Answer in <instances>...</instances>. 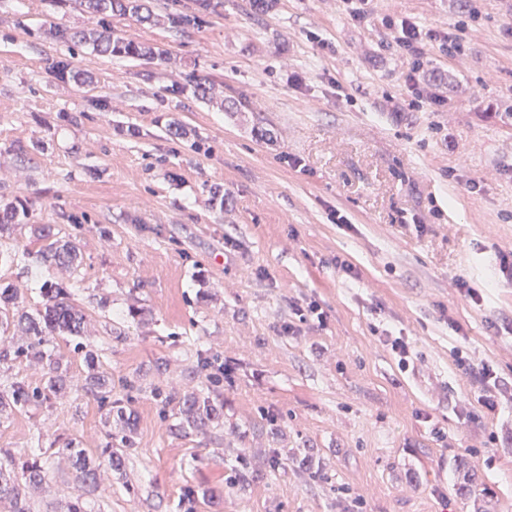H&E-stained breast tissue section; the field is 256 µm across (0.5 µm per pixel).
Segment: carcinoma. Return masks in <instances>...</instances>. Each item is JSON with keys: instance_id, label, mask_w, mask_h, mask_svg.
Instances as JSON below:
<instances>
[{"instance_id": "carcinoma-1", "label": "carcinoma", "mask_w": 512, "mask_h": 512, "mask_svg": "<svg viewBox=\"0 0 512 512\" xmlns=\"http://www.w3.org/2000/svg\"><path fill=\"white\" fill-rule=\"evenodd\" d=\"M85 7L94 13L110 14L140 13L144 9L142 0H81ZM56 37L64 42H90L93 48L104 54L120 55L138 59H161L163 53L155 48L134 40H126L112 36V32L104 31H70L61 27L55 31ZM39 239L44 245L38 251L40 260L44 263H55L67 267L80 265L78 247L71 241L64 243L53 238L51 230L44 227L40 230ZM46 302L44 308L36 314L20 317L19 325L24 335L23 343L17 345L12 353L15 356H27L40 363L47 369V381L43 388L33 390L22 382L10 385L9 394L15 406L24 407L37 398L48 399L73 386L72 378L61 372V359L59 355L46 350V346L53 339L64 335H77L81 332L85 321V314L78 309L71 300V293L59 285H50L44 288ZM81 390L97 399L102 405L108 406L125 415L121 400L112 399V379L105 372H96L87 375L80 385ZM182 415L187 425L195 430H204L218 416V408L210 396L195 397L183 402ZM9 466H19L21 477L5 476L0 468V500L10 501L14 512H26L23 507L25 489L28 486L39 484L43 478V467L35 459L15 458L6 453ZM72 467L77 473V479L85 486L97 483V466L93 465L84 450L69 449Z\"/></svg>"}]
</instances>
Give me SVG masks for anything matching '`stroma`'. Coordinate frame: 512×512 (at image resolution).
Segmentation results:
<instances>
[{"label": "stroma", "mask_w": 512, "mask_h": 512, "mask_svg": "<svg viewBox=\"0 0 512 512\" xmlns=\"http://www.w3.org/2000/svg\"><path fill=\"white\" fill-rule=\"evenodd\" d=\"M149 5L152 24L0 0V211H18L0 343H21L44 285L69 288L83 333L53 348L73 378L108 372L128 413L76 388L1 411L0 449L45 468L29 512L78 494L86 512H512V280L494 270L512 251V0H368L362 21L341 0ZM389 18L459 27L463 49L413 66ZM45 225L77 271L38 260ZM459 352L495 372V413ZM206 395L220 419L200 433L180 407ZM110 437L121 466L80 488L63 448L99 461ZM464 467L489 494L462 491ZM56 37L64 42H91L93 48L104 54L120 55L138 59H162L163 52L155 50V48L139 43L134 40H126L112 36V32L104 31H70L58 27L55 31ZM165 59V57L163 58Z\"/></svg>", "instance_id": "stroma-1"}]
</instances>
